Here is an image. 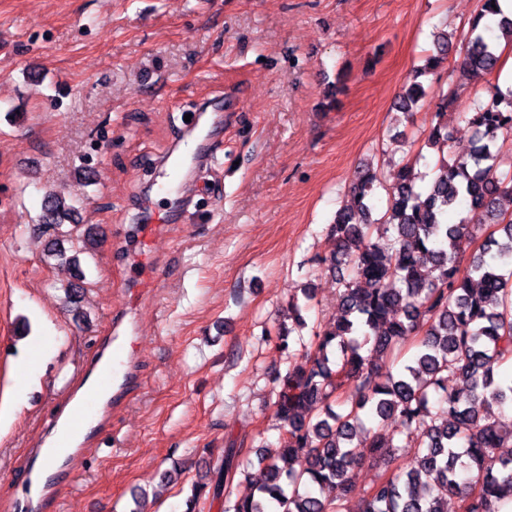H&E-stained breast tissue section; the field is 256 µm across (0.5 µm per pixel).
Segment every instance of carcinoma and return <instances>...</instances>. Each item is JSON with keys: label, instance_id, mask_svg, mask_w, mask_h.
I'll list each match as a JSON object with an SVG mask.
<instances>
[{"label": "carcinoma", "instance_id": "cac0c4a2", "mask_svg": "<svg viewBox=\"0 0 512 512\" xmlns=\"http://www.w3.org/2000/svg\"><path fill=\"white\" fill-rule=\"evenodd\" d=\"M498 0H481L468 30H441L435 54L414 71L397 111L410 119L426 95L428 76L455 49L462 55L458 79L472 82L499 66L496 41H512V18L496 13ZM456 89L439 94L427 143L443 151L450 135L448 106ZM474 130L465 157L440 155L426 188L411 178L412 161L389 174L386 209L372 219L384 180L370 168L351 187L352 202L336 211L329 232L336 251L324 264L339 284L341 314L333 325L303 336L290 350L289 333L275 337L288 358L300 356L271 381L283 433L273 449L256 452L265 478L250 494L231 499L230 459L248 467L241 448H230L217 476L224 477V512H446L448 498L459 512H503L512 503V382L497 378L512 366V88L478 96L460 112ZM73 199L44 196L40 223L52 227L48 256L77 264L58 247L79 239L68 224ZM500 226L477 250V233ZM418 338L413 360L395 370L377 360ZM461 387L448 390V375ZM396 423L386 437L362 427V415ZM415 448L404 467L392 468L400 448ZM383 462L384 472L351 504L350 472L364 461Z\"/></svg>", "mask_w": 512, "mask_h": 512}]
</instances>
